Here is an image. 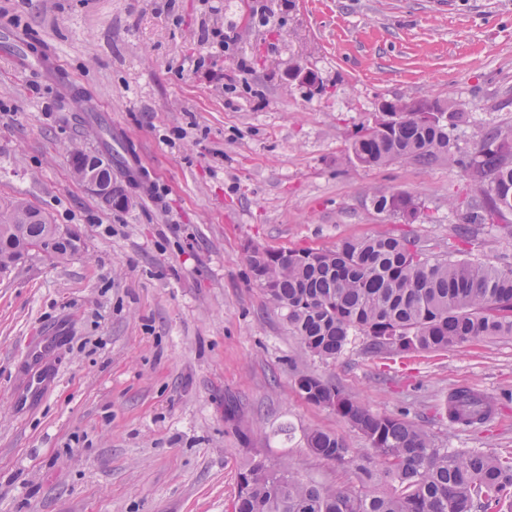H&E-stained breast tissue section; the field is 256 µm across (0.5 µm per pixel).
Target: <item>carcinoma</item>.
Returning a JSON list of instances; mask_svg holds the SVG:
<instances>
[{
  "mask_svg": "<svg viewBox=\"0 0 512 512\" xmlns=\"http://www.w3.org/2000/svg\"><path fill=\"white\" fill-rule=\"evenodd\" d=\"M462 113L397 112L383 130L360 128L349 159L382 167L403 159L453 161L448 128ZM512 131L495 132L472 155L457 161L475 191L461 203L458 244L440 254L407 235L378 234L343 241L334 250L267 249L247 252L255 282L281 312L304 354L334 360L352 336H364L378 354L438 351L465 342L512 337V265L494 267L469 255L480 247L481 226L512 211ZM381 213L421 210L408 195L384 190L373 196ZM66 232L37 209L16 201L0 207V257L26 241ZM303 398L333 408L369 442L381 471L358 490L302 478L295 463L277 467L259 459L239 474L234 512H512V456L438 448L431 436L398 416L380 415L314 374L298 380ZM448 417L482 423L488 402L467 389L448 397ZM306 448L323 460L350 462V448L336 435L311 430ZM393 487L381 492L375 483Z\"/></svg>",
  "mask_w": 512,
  "mask_h": 512,
  "instance_id": "obj_1",
  "label": "carcinoma"
}]
</instances>
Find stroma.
Here are the masks:
<instances>
[{
  "mask_svg": "<svg viewBox=\"0 0 512 512\" xmlns=\"http://www.w3.org/2000/svg\"><path fill=\"white\" fill-rule=\"evenodd\" d=\"M225 28L210 54L204 33ZM299 65L314 84L290 81ZM425 96L461 110L457 156L512 128V0H0V206L24 201L79 239L0 278V512H227L255 458L357 489L379 459L302 397L303 374L439 447L512 455L511 337L390 356L354 336L322 361L246 262L251 246L388 230L447 250L467 171L346 158L379 104ZM75 146L135 155L148 185L106 206L72 177ZM381 189L422 218L378 212ZM510 224L484 225L474 258L512 264ZM460 386L495 415L451 424ZM312 429L351 462L312 455Z\"/></svg>",
  "mask_w": 512,
  "mask_h": 512,
  "instance_id": "35a3bbf8",
  "label": "stroma"
}]
</instances>
